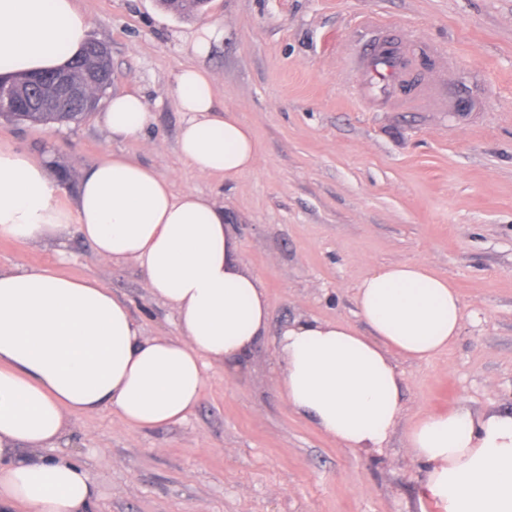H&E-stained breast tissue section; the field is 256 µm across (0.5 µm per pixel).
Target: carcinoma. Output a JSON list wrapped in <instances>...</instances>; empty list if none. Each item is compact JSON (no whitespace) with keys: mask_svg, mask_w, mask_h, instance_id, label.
Wrapping results in <instances>:
<instances>
[{"mask_svg":"<svg viewBox=\"0 0 512 512\" xmlns=\"http://www.w3.org/2000/svg\"><path fill=\"white\" fill-rule=\"evenodd\" d=\"M169 9L183 16H191L204 8L202 0H161ZM110 67L109 57H103L93 43H88L84 51L70 63L69 67L75 76L85 79V93L92 97L101 93L99 86L88 80L99 67ZM8 85L4 95L0 96L3 106L0 107V117L11 121L29 123H71L78 122L86 113L81 111L46 112L37 102L38 88L34 84V75H22L3 80Z\"/></svg>","mask_w":512,"mask_h":512,"instance_id":"1","label":"carcinoma"}]
</instances>
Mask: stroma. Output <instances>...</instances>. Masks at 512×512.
Instances as JSON below:
<instances>
[{
	"instance_id": "35a3bbf8",
	"label": "stroma",
	"mask_w": 512,
	"mask_h": 512,
	"mask_svg": "<svg viewBox=\"0 0 512 512\" xmlns=\"http://www.w3.org/2000/svg\"><path fill=\"white\" fill-rule=\"evenodd\" d=\"M77 5L112 59L96 109L69 125L0 119L1 143L48 158L59 200H73L86 169L115 153L154 168L174 193L211 196L268 290L274 333L303 318L359 325L365 271L408 262L456 286L465 322L447 351L398 360L404 413L377 452L340 447L289 407L266 338L239 367L210 370L184 423L128 429L107 410L70 413L64 440L43 456L88 472L95 512H438L420 500L409 424L422 411H512V0H209L194 17L160 0ZM369 20L450 58L449 81L480 111L359 104L348 58ZM215 22L222 40L195 56V31ZM188 65L213 75L218 104L262 144L238 181L198 175L179 157L186 115L171 88ZM127 92L152 115L136 139L112 137L101 118ZM16 266L97 281L127 302L145 337L176 333L174 311L141 272L102 261L78 234L0 237V269Z\"/></svg>"
}]
</instances>
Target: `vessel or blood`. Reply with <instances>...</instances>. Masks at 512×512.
Returning a JSON list of instances; mask_svg holds the SVG:
<instances>
[{
  "label": "vessel or blood",
  "mask_w": 512,
  "mask_h": 512,
  "mask_svg": "<svg viewBox=\"0 0 512 512\" xmlns=\"http://www.w3.org/2000/svg\"><path fill=\"white\" fill-rule=\"evenodd\" d=\"M354 67L359 94L363 100L385 105L413 85L416 99L431 105L452 106L444 90L448 83L442 72H423L420 59L404 40L387 31L375 34L356 54Z\"/></svg>",
  "instance_id": "vessel-or-blood-1"
}]
</instances>
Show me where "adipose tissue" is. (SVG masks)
<instances>
[{"instance_id": "adipose-tissue-1", "label": "adipose tissue", "mask_w": 512, "mask_h": 512, "mask_svg": "<svg viewBox=\"0 0 512 512\" xmlns=\"http://www.w3.org/2000/svg\"><path fill=\"white\" fill-rule=\"evenodd\" d=\"M89 22L76 0H0V74L55 70L84 49ZM187 120L178 152L197 173L233 182L262 152L252 129L219 107L212 75L175 76ZM150 121L135 93L112 97V136ZM76 229L103 260L133 263L153 298L175 311L177 334L148 339L128 305L95 281L46 268L0 271V512H91L95 489L55 445L68 412L112 410L130 429L177 424L199 404L207 371L272 337L288 405L341 447H382L402 410L396 358L427 361L460 336L463 302L422 262L369 268L356 286L364 329L296 321L270 335L271 302L246 269L235 225L195 191L174 193L153 168L114 155L87 169L77 197L57 199L45 159L0 145V237L22 243ZM406 446L425 467L441 512H512V412H423Z\"/></svg>"}]
</instances>
